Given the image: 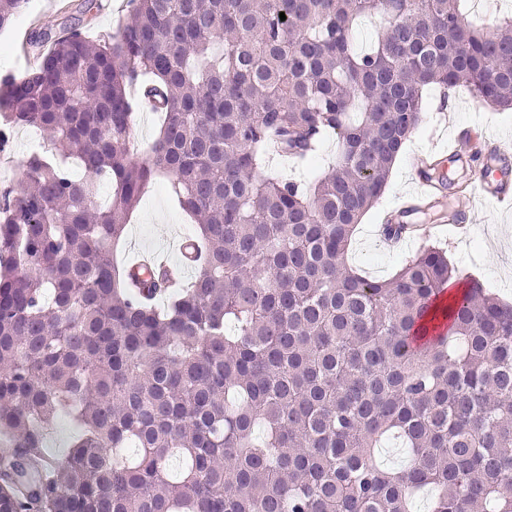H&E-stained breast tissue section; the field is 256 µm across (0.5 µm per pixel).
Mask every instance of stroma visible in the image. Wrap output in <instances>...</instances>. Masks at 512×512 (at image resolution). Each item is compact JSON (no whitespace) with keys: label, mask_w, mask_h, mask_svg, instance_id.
Instances as JSON below:
<instances>
[{"label":"stroma","mask_w":512,"mask_h":512,"mask_svg":"<svg viewBox=\"0 0 512 512\" xmlns=\"http://www.w3.org/2000/svg\"><path fill=\"white\" fill-rule=\"evenodd\" d=\"M130 10L129 0H28L13 24L0 31V74L29 64L22 46L38 33L58 32L65 23L83 27L94 38L112 34ZM466 130L474 140H496L508 146L506 163L512 168V110L481 104L462 88L447 98L438 89H430L425 95L424 120L394 166L382 197L359 224L349 248L348 262L366 276L386 279L408 256L430 244L447 251L459 285L479 281L500 300L512 303V207L488 206L472 199L470 189L456 183L458 164L444 165L448 177L455 181L449 189L450 200L455 209L475 210L477 224L438 225L434 222V212L423 209L408 216L407 221L430 227V234L394 249L382 247L374 236L375 227L382 223L387 210L412 192L414 159L446 149L449 135ZM42 149L43 142L33 130L15 128L6 151L0 152V188L17 183L28 158ZM335 156L336 144L329 138L319 156L307 166L291 167L272 154L267 157L265 168L309 182L326 171ZM192 231V220L179 207L167 179H159L133 212L113 258L124 263L139 251L152 250L165 253L172 263H180L179 245Z\"/></svg>","instance_id":"1"}]
</instances>
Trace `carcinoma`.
<instances>
[{"instance_id": "obj_1", "label": "carcinoma", "mask_w": 512, "mask_h": 512, "mask_svg": "<svg viewBox=\"0 0 512 512\" xmlns=\"http://www.w3.org/2000/svg\"><path fill=\"white\" fill-rule=\"evenodd\" d=\"M463 2L130 0L114 35L30 42L0 76V152L18 125L48 146L0 190V512H412L426 488L431 512H512V304L448 295L434 246L384 280L346 261L427 87L512 109V15ZM143 103L162 123L135 162ZM328 133L311 186L258 174L270 139L304 164ZM158 176L197 223L180 288L113 262ZM467 9L471 17L481 19L488 26H492L499 13L512 11V0H468ZM77 430L73 423L67 417H61L57 420L51 430V439L47 451L54 455H61L68 450L71 438Z\"/></svg>"}]
</instances>
